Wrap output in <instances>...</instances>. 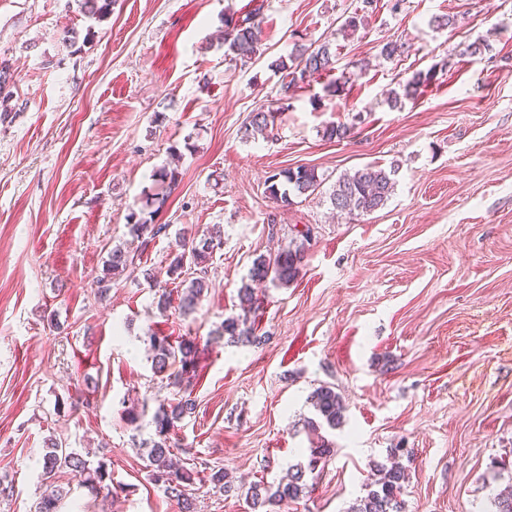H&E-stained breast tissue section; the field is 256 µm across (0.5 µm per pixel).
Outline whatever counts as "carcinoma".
Instances as JSON below:
<instances>
[{
  "label": "carcinoma",
  "instance_id": "1",
  "mask_svg": "<svg viewBox=\"0 0 512 512\" xmlns=\"http://www.w3.org/2000/svg\"><path fill=\"white\" fill-rule=\"evenodd\" d=\"M83 14L92 19L100 20L112 12V0H78ZM377 10V0H361V6L346 16L340 26L343 36L349 37L365 25L367 17ZM261 7L254 8L238 20L226 21L228 31L224 37L226 52L235 56H254L261 45L260 22L256 18ZM336 52L328 41L316 48L299 45L290 61L283 59L276 63L281 73L282 91L288 92L301 84H306L316 74L334 69ZM436 77V68L427 71H416L403 84L404 96L412 98L421 88L428 86ZM12 74L7 61L0 59V116L17 111L20 104L15 102L10 89ZM274 126L273 111L260 110L251 113L247 135L267 136ZM399 165L392 164L385 169L378 165H366L352 173H345L336 180L329 192L328 199L333 210L341 214L353 216L373 212L388 202L394 193ZM325 178L318 175L313 168L298 167L283 169L268 176L265 180L266 191L271 198L285 205L291 204L290 194L298 196L313 195L323 187ZM130 234L136 239H154L166 233L168 225L152 224L136 212L128 215ZM222 245L221 240L205 242L201 246L181 245L169 266V274L173 280L188 283L179 297L178 308L185 314L193 312L204 293L210 288L207 278V264L214 248ZM304 259V250L298 246L294 249H281L274 255H259L249 270V282L239 288L238 297L243 315L229 317L224 320L218 336H227L231 341H246L260 344L265 337L256 334L255 321L249 318L256 312L259 298L253 285L270 283L274 286L288 285L298 274ZM134 264V257L129 252L115 248L109 255L103 268V275L98 278L100 294H107L112 288V276L125 271ZM151 352V364L154 372L167 374L170 384H181L183 375L195 371L197 353L196 339L185 336L173 343L166 336L154 333L146 337ZM312 406L319 418L329 428L336 429L345 422L346 405L342 397L331 386H320L310 396ZM195 409V400L191 394L182 393L171 399L159 402L152 423L155 427V438L150 441L147 453L149 477L152 483L163 488L171 498L180 502L182 512H193L194 498L191 492L193 484L192 472L176 466L171 458V451L179 447L172 439V431L176 423L182 421ZM309 431L315 436L311 440L307 464H295L288 467V472L277 484H268L262 480L254 482L245 489V499L252 512H276L275 507L283 500H295L307 489L306 472H314L319 465L326 463L334 455V448L329 440L319 434L320 425L308 422ZM380 478L366 495L358 498L348 512H403L400 496L406 482L405 468L392 464L375 465ZM43 469L45 474L52 476L59 470H68L80 479L82 487L92 495H99L109 488L106 481L110 479L105 463L100 462L92 467L76 452L63 446V443L49 440L44 454ZM66 491L54 485L41 498L37 512H59L60 501ZM490 504L493 512H512V487L503 490H492Z\"/></svg>",
  "mask_w": 512,
  "mask_h": 512
}]
</instances>
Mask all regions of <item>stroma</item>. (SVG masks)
Instances as JSON below:
<instances>
[{"mask_svg": "<svg viewBox=\"0 0 512 512\" xmlns=\"http://www.w3.org/2000/svg\"><path fill=\"white\" fill-rule=\"evenodd\" d=\"M359 0H114L100 21L76 0H0V57L20 111L0 121V512H35L48 439L104 462L119 493L91 498L70 472L62 512H179L148 478L158 401L146 332L196 337V409L176 429L196 512H251L208 481L278 482L306 462L311 392L331 385L336 453L279 512H347L373 464L407 448L403 512H487L512 483V0H405L351 37ZM261 6V57L226 61L225 21ZM452 26H430L433 16ZM90 34L73 50L63 33ZM490 49L460 56L462 45ZM332 43L331 75L283 94L272 61ZM407 54L381 58L383 43ZM435 85L394 107L413 71ZM346 84L328 92L330 79ZM280 108L269 139L251 112ZM351 126L341 141L330 123ZM399 163L387 204L335 219L326 194L270 198L271 173L305 166L336 181ZM177 169L175 186L158 180ZM166 234L140 245L130 211ZM312 227L303 240L297 227ZM220 229L197 310L159 313L179 239ZM304 248L298 277L268 287L263 345L217 336L239 315L258 255ZM134 254L107 295L113 248ZM140 411L136 425L125 412Z\"/></svg>", "mask_w": 512, "mask_h": 512, "instance_id": "1", "label": "stroma"}]
</instances>
